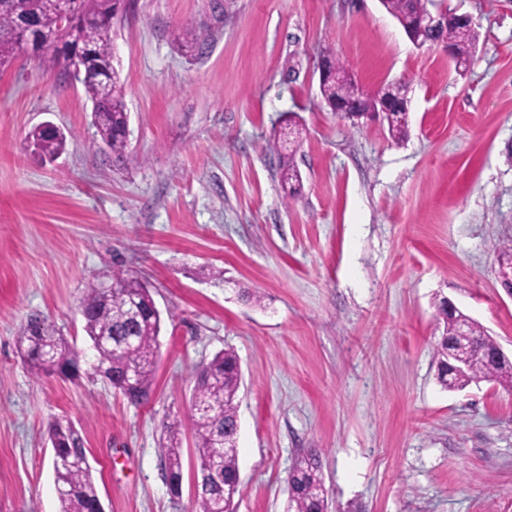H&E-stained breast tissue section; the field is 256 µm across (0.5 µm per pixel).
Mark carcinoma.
<instances>
[{"instance_id": "carcinoma-1", "label": "carcinoma", "mask_w": 512, "mask_h": 512, "mask_svg": "<svg viewBox=\"0 0 512 512\" xmlns=\"http://www.w3.org/2000/svg\"><path fill=\"white\" fill-rule=\"evenodd\" d=\"M12 7L0 9V61L15 58L19 52L20 33L17 19L34 18L46 28H55L58 14L47 10L45 0H11ZM129 0H81L72 14L69 41L84 37V21L91 14L95 25L91 31L94 55L88 59L87 75L81 81L85 96L92 102L93 124L101 143L119 161L128 158L129 117L125 111L123 83L113 64L112 27L126 14ZM444 6V0H382V6L399 19L419 14L430 7ZM456 58L473 56L478 33L473 22L455 23L448 28ZM330 73L319 83L323 100L335 109L338 103H351L362 94L361 87L344 66L326 51ZM29 139L38 144L40 153L52 157L62 150L66 136H56L38 127ZM278 174L283 183H300L301 175L290 155L277 152ZM138 277L121 270L112 272L111 297L103 296L98 283L86 288L81 301L84 331L93 351L92 374L120 392L132 404L148 400L155 384L156 353L161 332V313L153 309L150 289L136 287ZM441 336L434 347L436 378L446 389L463 388L475 380L497 382L512 388V363L496 358L497 343L485 330L462 311L448 320L444 299H435ZM468 322L475 336V347L466 355L462 371L448 377L450 345L459 321ZM18 350L31 372L40 377L65 375L81 370L84 353L73 349L64 337L44 320L32 318L23 324L17 336ZM241 370L237 355L220 351L196 375L188 419L196 437L198 459L209 463L216 479L197 485L195 501L198 512H212L215 500H224V512H236L234 501L224 499V485L239 478L238 447L234 436L238 429V393ZM61 422L49 427L53 449V473L59 512H100V498L90 466L77 463L86 456L79 432L71 427L60 432ZM159 452L164 458L173 494L181 486V454L177 430L167 427ZM289 499L286 512H329L320 456L308 451L295 457L288 472Z\"/></svg>"}]
</instances>
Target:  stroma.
Segmentation results:
<instances>
[{"label":"stroma","instance_id":"obj_1","mask_svg":"<svg viewBox=\"0 0 512 512\" xmlns=\"http://www.w3.org/2000/svg\"><path fill=\"white\" fill-rule=\"evenodd\" d=\"M479 33L466 70L413 46L379 0H135L112 30L129 150L94 144L92 105L51 56L0 69V512H59L48 427L71 422L104 512H193L194 375L241 367L236 512H285L317 450L331 512H512V389L436 380L435 296L512 351L498 256L512 240V0H447ZM205 28L202 54L181 47ZM364 89L405 80L408 137L331 112L325 50ZM296 115L289 194L267 149ZM66 136L52 159L29 133ZM163 320L154 392L36 377L37 317L88 349L80 302L113 268ZM222 270L223 280L211 277ZM260 291L261 303L248 292ZM178 424L180 496L158 448Z\"/></svg>","mask_w":512,"mask_h":512}]
</instances>
